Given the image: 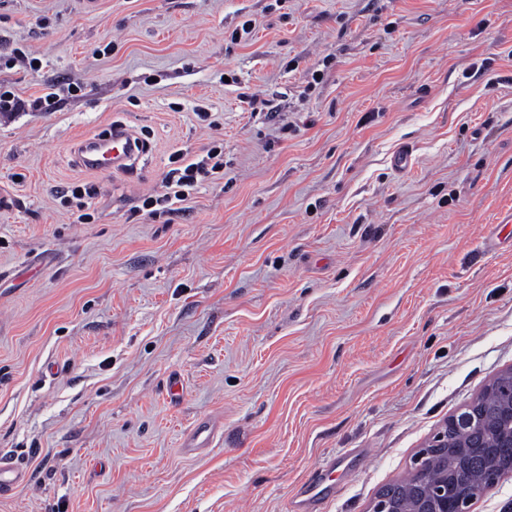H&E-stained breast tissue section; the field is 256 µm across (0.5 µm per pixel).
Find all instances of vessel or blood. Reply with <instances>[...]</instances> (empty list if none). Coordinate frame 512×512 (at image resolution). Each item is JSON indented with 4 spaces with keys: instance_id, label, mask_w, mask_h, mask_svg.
I'll list each match as a JSON object with an SVG mask.
<instances>
[{
    "instance_id": "1",
    "label": "vessel or blood",
    "mask_w": 512,
    "mask_h": 512,
    "mask_svg": "<svg viewBox=\"0 0 512 512\" xmlns=\"http://www.w3.org/2000/svg\"><path fill=\"white\" fill-rule=\"evenodd\" d=\"M143 145L132 131L123 124H113L105 133L86 138L76 153L80 167L97 172H114L126 169ZM27 479L24 466L10 458H0V498L11 495Z\"/></svg>"
}]
</instances>
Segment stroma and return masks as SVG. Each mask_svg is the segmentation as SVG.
<instances>
[{"instance_id":"35a3bbf8","label":"stroma","mask_w":512,"mask_h":512,"mask_svg":"<svg viewBox=\"0 0 512 512\" xmlns=\"http://www.w3.org/2000/svg\"><path fill=\"white\" fill-rule=\"evenodd\" d=\"M0 48L57 95L0 118V512H368L512 368V0H0ZM112 147V152L109 148ZM141 141L124 124H113L105 133L88 137L78 146L76 163L83 168L110 173L126 169L142 153ZM207 161L199 163L186 162L180 153L172 157L171 163H179L178 167L171 168L166 174L163 182L165 191L161 195H149L143 199L142 207L146 209L149 215H153L156 210L151 208L161 205H174L187 200L185 188H192L198 184L199 180L205 178L210 172H214L224 167V155L219 147L210 149L207 153ZM207 165H210L208 169ZM27 469L11 458H0V498L11 495L27 479Z\"/></svg>"}]
</instances>
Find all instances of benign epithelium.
<instances>
[{"mask_svg": "<svg viewBox=\"0 0 512 512\" xmlns=\"http://www.w3.org/2000/svg\"><path fill=\"white\" fill-rule=\"evenodd\" d=\"M494 388L502 396V403L491 420V425L494 428L509 426L512 424V368L502 374L500 381L491 382L485 392L489 393ZM485 420L486 414L480 398L450 417L442 430L415 456L414 471L421 472L439 465L440 459L448 454V436H463ZM502 455L511 467L512 450L482 445L464 449L455 465L448 470L445 479L434 487L430 496L418 501L416 512H469L471 502L492 488L498 480L493 475L487 481L475 484L471 478V468L486 461L497 460ZM392 495L393 488L386 487L374 500L369 512H393L390 502Z\"/></svg>", "mask_w": 512, "mask_h": 512, "instance_id": "benign-epithelium-1", "label": "benign epithelium"}]
</instances>
